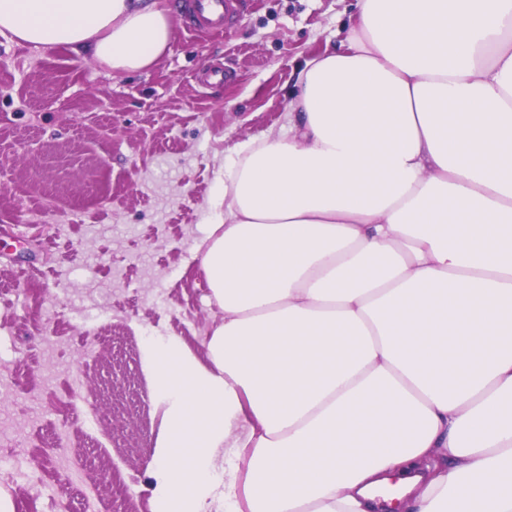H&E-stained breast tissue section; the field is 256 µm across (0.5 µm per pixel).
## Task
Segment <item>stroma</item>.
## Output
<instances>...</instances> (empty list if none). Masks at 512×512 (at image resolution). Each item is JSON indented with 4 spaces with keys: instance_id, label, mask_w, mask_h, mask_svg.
Wrapping results in <instances>:
<instances>
[{
    "instance_id": "stroma-1",
    "label": "stroma",
    "mask_w": 512,
    "mask_h": 512,
    "mask_svg": "<svg viewBox=\"0 0 512 512\" xmlns=\"http://www.w3.org/2000/svg\"><path fill=\"white\" fill-rule=\"evenodd\" d=\"M154 68L112 73L64 47L0 36V486L16 512H152L160 418L142 353L198 356L219 318L198 249L234 147L282 125L306 61L337 46L354 0H249L226 35L184 28ZM235 83L202 89L206 64ZM97 412L102 428L83 418ZM77 469L47 459L58 426Z\"/></svg>"
}]
</instances>
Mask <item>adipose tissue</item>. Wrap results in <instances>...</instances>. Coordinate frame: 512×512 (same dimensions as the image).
<instances>
[{"label": "adipose tissue", "instance_id": "1", "mask_svg": "<svg viewBox=\"0 0 512 512\" xmlns=\"http://www.w3.org/2000/svg\"><path fill=\"white\" fill-rule=\"evenodd\" d=\"M116 73L163 0H0V35ZM201 268L220 318L142 364L153 512H512V0H356L237 145ZM244 469L220 471V454Z\"/></svg>", "mask_w": 512, "mask_h": 512}]
</instances>
